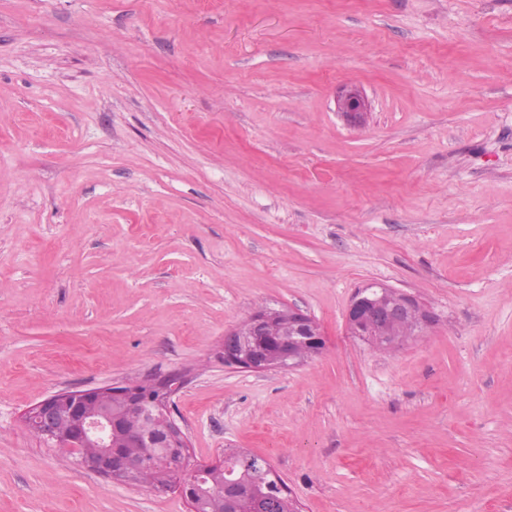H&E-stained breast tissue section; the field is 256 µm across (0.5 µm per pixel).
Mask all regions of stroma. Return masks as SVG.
Returning <instances> with one entry per match:
<instances>
[{
  "mask_svg": "<svg viewBox=\"0 0 512 512\" xmlns=\"http://www.w3.org/2000/svg\"><path fill=\"white\" fill-rule=\"evenodd\" d=\"M372 281L436 316L394 356ZM259 306L323 354L225 365ZM172 373L192 462L302 512H512V0H0V512H190L23 420ZM340 111L350 121L360 122L365 112V101L361 94L356 90H347L338 100ZM375 315H382L377 321ZM434 312L414 296L384 284L370 282L359 288L345 316L346 332L383 353L399 352L425 335Z\"/></svg>",
  "mask_w": 512,
  "mask_h": 512,
  "instance_id": "35a3bbf8",
  "label": "stroma"
}]
</instances>
